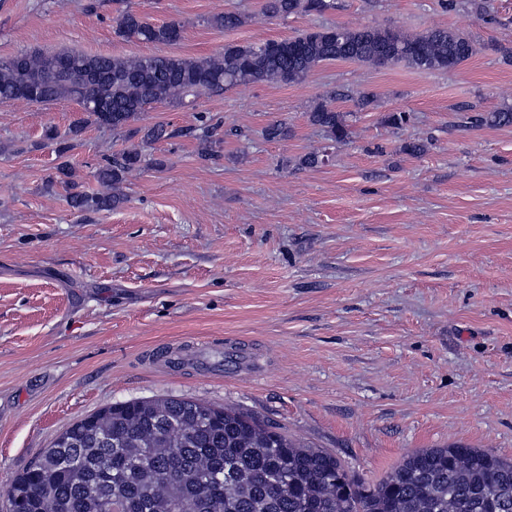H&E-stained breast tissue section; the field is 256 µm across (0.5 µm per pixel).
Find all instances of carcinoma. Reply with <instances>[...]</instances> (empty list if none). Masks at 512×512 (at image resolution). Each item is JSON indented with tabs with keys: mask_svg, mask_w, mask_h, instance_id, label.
Returning a JSON list of instances; mask_svg holds the SVG:
<instances>
[{
	"mask_svg": "<svg viewBox=\"0 0 512 512\" xmlns=\"http://www.w3.org/2000/svg\"><path fill=\"white\" fill-rule=\"evenodd\" d=\"M334 0H265L263 13L288 17L321 15ZM480 19L497 22L491 0H465ZM116 33L152 44L180 40L176 22L155 25L131 11L117 19ZM476 52L472 38L434 28L404 34L390 27L326 26L281 40L227 44L195 59L170 55L89 56L76 51L19 53L0 59V103L74 101L85 113L68 133L44 137L59 156L89 125L125 131L126 139L161 141L173 135L164 124L132 128L152 104L222 94L258 83L292 84L319 63L351 61L374 68L404 64L420 71L450 72ZM39 72L38 93L28 92ZM317 103L308 119L328 140L351 135L349 113ZM487 126L512 125V107L471 117ZM201 156L219 143L216 126L203 124ZM132 145L99 166L100 189L77 190L70 169L57 167L56 182L68 189V204L81 211L111 210L123 203L121 186L143 167ZM112 497L122 512H512V459L478 448L446 446L408 454L378 483L365 485L333 454L300 445L282 431L234 407H216L176 397L115 403L62 431L8 490L20 512H99Z\"/></svg>",
	"mask_w": 512,
	"mask_h": 512,
	"instance_id": "cac0c4a2",
	"label": "carcinoma"
}]
</instances>
